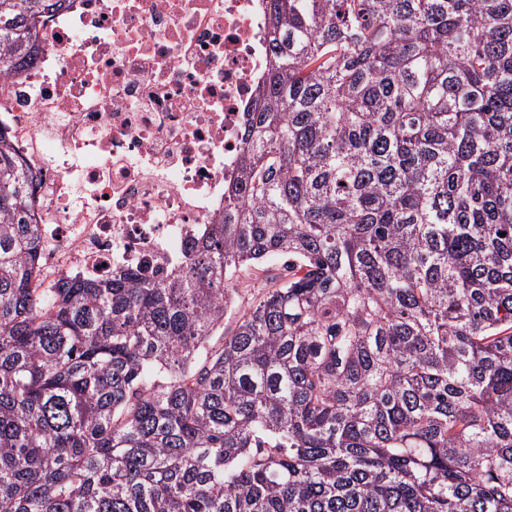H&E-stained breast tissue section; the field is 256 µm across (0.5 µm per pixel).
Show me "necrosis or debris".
Instances as JSON below:
<instances>
[{
    "label": "necrosis or debris",
    "mask_w": 512,
    "mask_h": 512,
    "mask_svg": "<svg viewBox=\"0 0 512 512\" xmlns=\"http://www.w3.org/2000/svg\"><path fill=\"white\" fill-rule=\"evenodd\" d=\"M267 0H70L0 73L34 176L38 279L171 270L224 208L269 57Z\"/></svg>",
    "instance_id": "necrosis-or-debris-1"
}]
</instances>
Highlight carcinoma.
Returning a JSON list of instances; mask_svg holds the SVG:
<instances>
[{
  "label": "carcinoma",
  "mask_w": 512,
  "mask_h": 512,
  "mask_svg": "<svg viewBox=\"0 0 512 512\" xmlns=\"http://www.w3.org/2000/svg\"><path fill=\"white\" fill-rule=\"evenodd\" d=\"M62 2L0 0V72ZM267 20L224 212L161 280H35L0 138V512H512V0Z\"/></svg>",
  "instance_id": "cac0c4a2"
}]
</instances>
